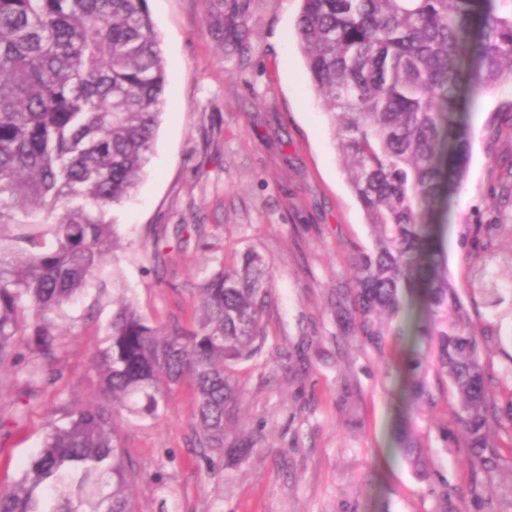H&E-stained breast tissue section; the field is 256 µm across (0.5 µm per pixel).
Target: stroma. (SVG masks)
Masks as SVG:
<instances>
[{
  "mask_svg": "<svg viewBox=\"0 0 512 512\" xmlns=\"http://www.w3.org/2000/svg\"><path fill=\"white\" fill-rule=\"evenodd\" d=\"M166 60L164 114L155 153L134 197L114 208L119 245L93 289L68 310L43 365L44 384L15 407L27 361L0 373V484L39 452L48 421L92 398V358L104 345L112 300L132 299L156 324L192 322L196 287L246 249L274 264L269 340L237 368L243 393L228 439L257 438L233 464L202 458L189 382L174 386L158 417L121 430L133 460L138 512H439L438 479L468 488L453 393L417 418L428 463L419 472L392 452L400 411L394 355L414 315L394 321L384 353L338 334L330 298L371 231L352 194L323 103L296 35L300 0H148ZM467 174L451 206L432 218L448 277L472 323L488 334L483 355L501 399L512 397V218L503 217L489 266L500 303L479 290L470 261L488 200L512 177V87L465 108ZM198 224L202 235L180 232ZM165 228L157 271L151 232Z\"/></svg>",
  "mask_w": 512,
  "mask_h": 512,
  "instance_id": "35a3bbf8",
  "label": "stroma"
}]
</instances>
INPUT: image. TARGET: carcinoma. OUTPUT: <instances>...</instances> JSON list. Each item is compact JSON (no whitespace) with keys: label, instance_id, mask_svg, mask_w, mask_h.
<instances>
[{"label":"carcinoma","instance_id":"obj_1","mask_svg":"<svg viewBox=\"0 0 512 512\" xmlns=\"http://www.w3.org/2000/svg\"><path fill=\"white\" fill-rule=\"evenodd\" d=\"M296 32L373 236L331 301L339 331L381 352L405 301L419 302L427 355L411 351L402 390L419 415L437 406L440 382L456 394L473 474L465 493L441 485L442 512H457L454 499H480L498 469L497 438L512 442V398L501 403L490 386L486 334L469 323L428 218L465 176L460 98L512 85V0H301ZM165 85L147 0H0V368L18 360L23 336L53 355L65 308L115 248L109 210L145 174ZM492 210L472 257L482 277L500 227ZM272 282L271 262L244 251L201 282L188 327L154 324L121 298L94 358L95 396L0 485V512H136L121 421L158 416L186 379L202 453L246 459L252 442L226 443L234 369L266 347ZM394 441L421 465L413 418Z\"/></svg>","mask_w":512,"mask_h":512}]
</instances>
